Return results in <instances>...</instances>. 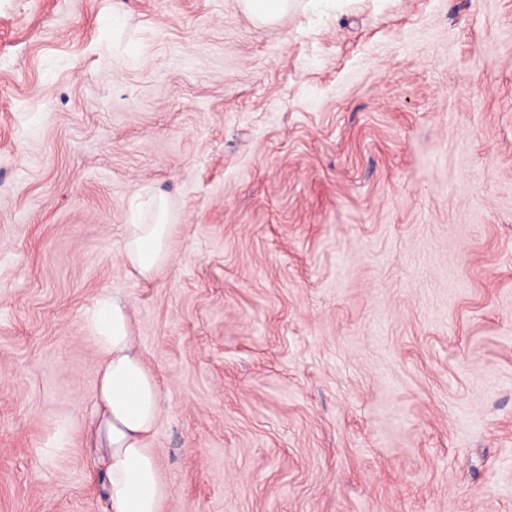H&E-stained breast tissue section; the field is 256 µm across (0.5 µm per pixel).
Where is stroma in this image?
Masks as SVG:
<instances>
[{
  "instance_id": "obj_1",
  "label": "stroma",
  "mask_w": 512,
  "mask_h": 512,
  "mask_svg": "<svg viewBox=\"0 0 512 512\" xmlns=\"http://www.w3.org/2000/svg\"><path fill=\"white\" fill-rule=\"evenodd\" d=\"M105 288L163 512H512V0H0V512H107ZM245 9L261 22H272L288 9V0H243ZM153 209L154 224H127L126 244L123 253L124 263L135 269L139 275L150 277L169 257L168 242L173 224H168V216L162 197L139 201L133 209Z\"/></svg>"
}]
</instances>
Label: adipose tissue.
Returning a JSON list of instances; mask_svg holds the SVG:
<instances>
[{"label":"adipose tissue","mask_w":512,"mask_h":512,"mask_svg":"<svg viewBox=\"0 0 512 512\" xmlns=\"http://www.w3.org/2000/svg\"><path fill=\"white\" fill-rule=\"evenodd\" d=\"M153 210L151 224L125 228L123 260L144 277L166 263L172 226L163 200L139 201ZM81 328L99 355L94 414L88 445L106 479L108 512H162L170 491L149 440L159 420L161 392L135 350L127 304L101 290L80 314Z\"/></svg>","instance_id":"1"}]
</instances>
